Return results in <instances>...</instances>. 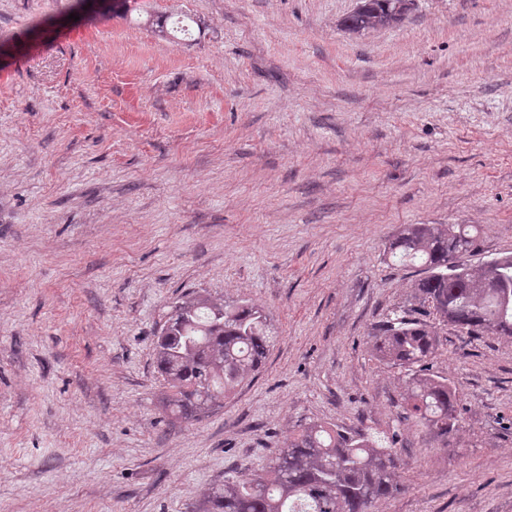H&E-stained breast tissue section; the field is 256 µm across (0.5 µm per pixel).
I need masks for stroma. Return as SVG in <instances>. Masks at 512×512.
I'll list each match as a JSON object with an SVG mask.
<instances>
[{
	"mask_svg": "<svg viewBox=\"0 0 512 512\" xmlns=\"http://www.w3.org/2000/svg\"><path fill=\"white\" fill-rule=\"evenodd\" d=\"M74 2L0 0V512H192L313 422L394 437L373 512H512V339L438 326L445 438L373 352L415 302L405 225L512 255V0L361 35L359 0ZM191 292L260 307L274 343L187 423L154 342Z\"/></svg>",
	"mask_w": 512,
	"mask_h": 512,
	"instance_id": "35a3bbf8",
	"label": "stroma"
}]
</instances>
